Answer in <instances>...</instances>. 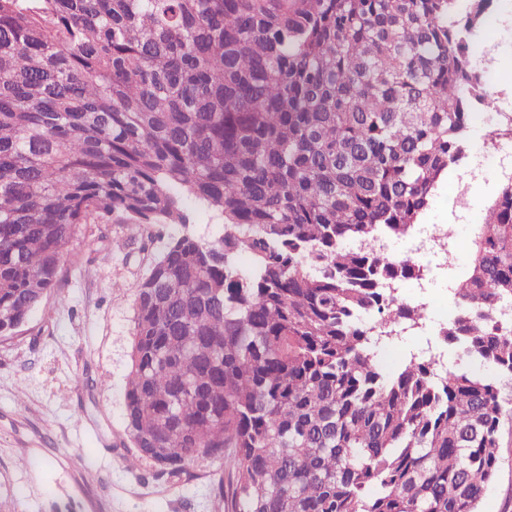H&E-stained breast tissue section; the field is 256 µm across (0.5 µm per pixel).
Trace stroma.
I'll list each match as a JSON object with an SVG mask.
<instances>
[{
	"mask_svg": "<svg viewBox=\"0 0 512 512\" xmlns=\"http://www.w3.org/2000/svg\"><path fill=\"white\" fill-rule=\"evenodd\" d=\"M505 0H493L482 29L494 81L490 95L512 102V26L491 19ZM498 184L471 199L453 224L460 266H467L477 224ZM175 227H140L105 216L75 243V264L65 265L57 288L18 329L0 341V512H224L216 494L224 475L218 459L196 462L181 480L158 476L150 461L127 467L134 452L125 429L124 392L129 370L135 290ZM452 272L434 270V286L400 281L402 300L429 298L419 330L390 341L399 355L433 346L448 364L457 352L443 347L439 330L455 309ZM481 512H512V424L502 429L498 471Z\"/></svg>",
	"mask_w": 512,
	"mask_h": 512,
	"instance_id": "1",
	"label": "stroma"
}]
</instances>
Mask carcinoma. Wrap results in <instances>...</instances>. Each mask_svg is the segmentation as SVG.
<instances>
[{
    "label": "carcinoma",
    "instance_id": "obj_1",
    "mask_svg": "<svg viewBox=\"0 0 512 512\" xmlns=\"http://www.w3.org/2000/svg\"><path fill=\"white\" fill-rule=\"evenodd\" d=\"M493 0H0V338L85 226L170 237L135 285L126 431L180 479L224 460L227 512H480L512 400L498 377L385 371L414 276L350 246L410 234L468 155ZM249 258L243 268L239 258ZM441 330L512 377V178ZM187 212L190 216V224L186 226V230L197 238L211 241L223 232L224 219L203 205L190 201Z\"/></svg>",
    "mask_w": 512,
    "mask_h": 512
}]
</instances>
